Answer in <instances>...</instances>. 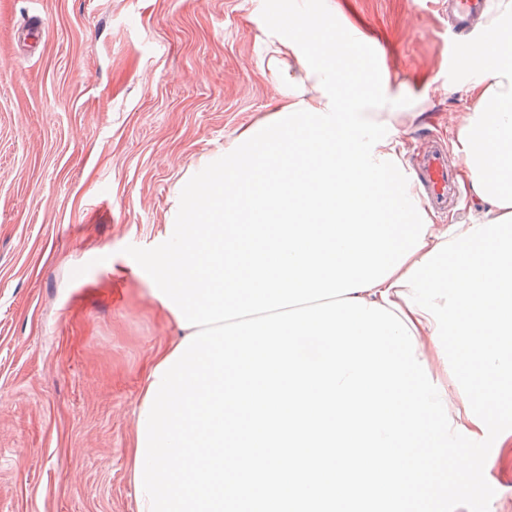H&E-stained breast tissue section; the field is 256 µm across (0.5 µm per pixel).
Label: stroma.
<instances>
[{"label":"stroma","instance_id":"obj_1","mask_svg":"<svg viewBox=\"0 0 512 512\" xmlns=\"http://www.w3.org/2000/svg\"><path fill=\"white\" fill-rule=\"evenodd\" d=\"M287 0H0V512H135L143 376L178 331L140 258L175 185L277 95L265 29ZM423 96L419 147L473 107L447 92L448 0H338ZM490 512H512V442Z\"/></svg>","mask_w":512,"mask_h":512}]
</instances>
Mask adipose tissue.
<instances>
[{
  "label": "adipose tissue",
  "mask_w": 512,
  "mask_h": 512,
  "mask_svg": "<svg viewBox=\"0 0 512 512\" xmlns=\"http://www.w3.org/2000/svg\"><path fill=\"white\" fill-rule=\"evenodd\" d=\"M484 35L463 42L459 76L476 104L455 126L459 179L483 221L512 212V0H492ZM265 69L278 95L270 114L203 158L176 186L175 204L144 263L151 297L180 336L303 306L362 298L396 313L446 390L455 424L468 419L431 335L394 283L467 230L437 223L406 162L408 123L427 120L382 56L333 0H288L266 33Z\"/></svg>",
  "instance_id": "ef3b65f1"
}]
</instances>
